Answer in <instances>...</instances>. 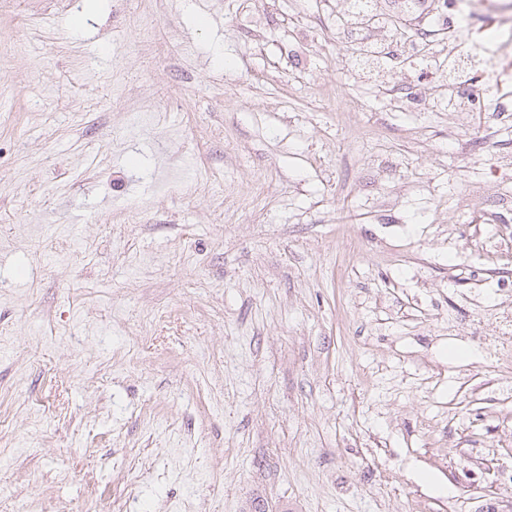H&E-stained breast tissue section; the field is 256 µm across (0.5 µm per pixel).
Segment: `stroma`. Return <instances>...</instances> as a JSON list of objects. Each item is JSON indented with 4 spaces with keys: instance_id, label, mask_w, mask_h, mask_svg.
Segmentation results:
<instances>
[{
    "instance_id": "1",
    "label": "stroma",
    "mask_w": 512,
    "mask_h": 512,
    "mask_svg": "<svg viewBox=\"0 0 512 512\" xmlns=\"http://www.w3.org/2000/svg\"><path fill=\"white\" fill-rule=\"evenodd\" d=\"M378 9L0 10V512H512V27Z\"/></svg>"
}]
</instances>
